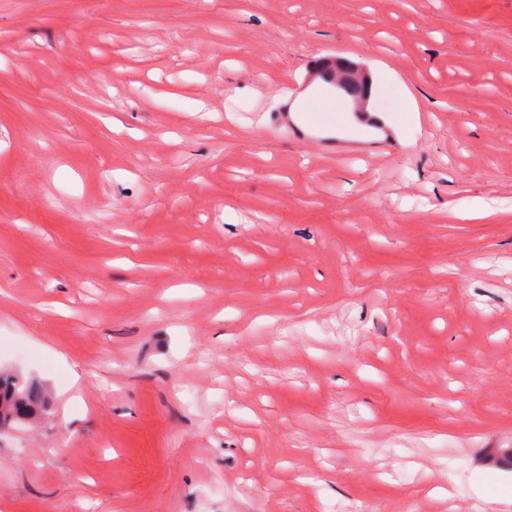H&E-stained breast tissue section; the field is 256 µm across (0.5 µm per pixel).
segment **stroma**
Instances as JSON below:
<instances>
[{
    "instance_id": "1",
    "label": "stroma",
    "mask_w": 512,
    "mask_h": 512,
    "mask_svg": "<svg viewBox=\"0 0 512 512\" xmlns=\"http://www.w3.org/2000/svg\"><path fill=\"white\" fill-rule=\"evenodd\" d=\"M1 42L0 370L50 406L0 512L512 498V0H0Z\"/></svg>"
}]
</instances>
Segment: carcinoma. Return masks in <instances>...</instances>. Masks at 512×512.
I'll list each match as a JSON object with an SVG mask.
<instances>
[{
  "mask_svg": "<svg viewBox=\"0 0 512 512\" xmlns=\"http://www.w3.org/2000/svg\"><path fill=\"white\" fill-rule=\"evenodd\" d=\"M48 406L47 392L39 381L0 372V429L30 421Z\"/></svg>",
  "mask_w": 512,
  "mask_h": 512,
  "instance_id": "obj_1",
  "label": "carcinoma"
}]
</instances>
